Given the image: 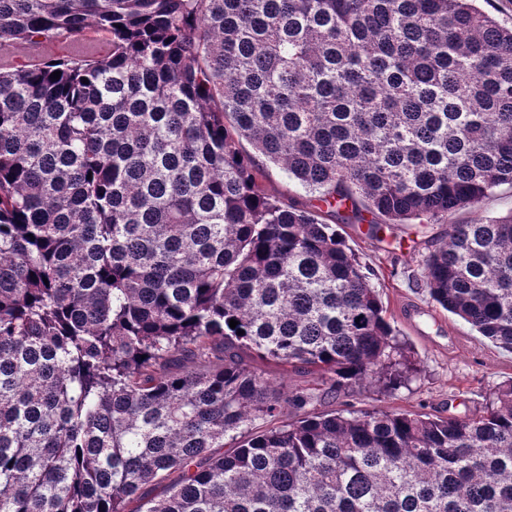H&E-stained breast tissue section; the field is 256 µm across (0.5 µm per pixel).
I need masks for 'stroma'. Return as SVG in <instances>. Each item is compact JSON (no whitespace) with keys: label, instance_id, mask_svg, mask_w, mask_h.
Returning a JSON list of instances; mask_svg holds the SVG:
<instances>
[{"label":"stroma","instance_id":"obj_1","mask_svg":"<svg viewBox=\"0 0 512 512\" xmlns=\"http://www.w3.org/2000/svg\"><path fill=\"white\" fill-rule=\"evenodd\" d=\"M511 211L512 189L503 186L439 224H388L376 238L368 237L364 226L337 225L378 293L387 321L409 348L412 368L397 390L385 393L362 382L337 400L336 408L462 417L482 412L489 394L512 380V352L442 310L422 282L423 261L446 238L449 225Z\"/></svg>","mask_w":512,"mask_h":512}]
</instances>
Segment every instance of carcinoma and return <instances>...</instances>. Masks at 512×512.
Returning a JSON list of instances; mask_svg holds the SVG:
<instances>
[{"instance_id": "cac0c4a2", "label": "carcinoma", "mask_w": 512, "mask_h": 512, "mask_svg": "<svg viewBox=\"0 0 512 512\" xmlns=\"http://www.w3.org/2000/svg\"><path fill=\"white\" fill-rule=\"evenodd\" d=\"M475 2L0 0V43L101 47L0 65V512H512V381L317 409L411 365L333 223L512 189V27ZM423 279L512 351V211ZM261 189L269 196L288 200V179L277 166L264 165V173L259 180ZM257 366L269 372L270 378L276 381V384H279L281 392L287 393L293 387L298 385H312L315 381L314 375H299L295 372H288V374L282 377L279 370H277L272 364H268L266 362L258 361Z\"/></svg>"}]
</instances>
